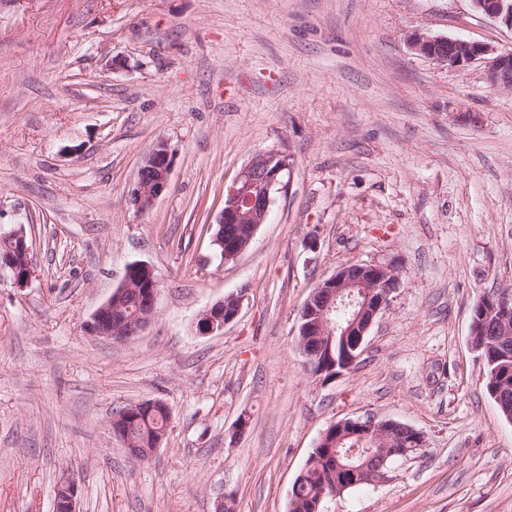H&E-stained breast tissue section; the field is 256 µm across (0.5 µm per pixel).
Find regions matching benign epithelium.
Wrapping results in <instances>:
<instances>
[{"label": "benign epithelium", "mask_w": 512, "mask_h": 512, "mask_svg": "<svg viewBox=\"0 0 512 512\" xmlns=\"http://www.w3.org/2000/svg\"><path fill=\"white\" fill-rule=\"evenodd\" d=\"M482 14L512 29V0H471ZM411 48L426 57L449 66L464 65L472 60H487L491 79L512 89V51L496 48L462 38L427 37L416 35L410 39ZM172 154L161 143L145 155L137 173L132 191L133 205L140 212L150 211L156 200L166 191L171 174ZM289 157L268 151L255 155L239 172L224 199L217 224L221 232L214 242L224 250V261L237 259L248 247L260 224L267 219L274 194L285 188L283 177L290 170ZM31 247L27 243L24 225L0 237V270L11 272L13 282L25 286L32 277L33 267L28 259ZM25 259L27 273L19 275L15 255ZM393 273L387 266L357 263L345 266L316 286L302 312L300 346L310 354L306 344L311 339L322 341L327 353L333 345L345 350L363 347L367 333L375 318L389 304L399 287L391 279ZM160 294L156 270L149 264L134 263L126 270L121 285L113 296L101 304L84 329L91 335L112 338L120 333L135 335L154 318ZM503 318L499 333L503 338L512 337V295L500 296ZM344 309L348 315L344 322L332 320L335 311ZM240 312V299L229 295L224 300L206 307L197 319V330L203 335L224 331ZM339 433L357 439L347 457L364 455L361 447L371 445L391 449L390 455H405L399 448V436L405 433L422 440L421 434L410 426L376 418L345 419L334 423ZM79 486L72 478L62 479L54 500V512H76Z\"/></svg>", "instance_id": "1"}]
</instances>
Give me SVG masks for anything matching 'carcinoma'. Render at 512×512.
I'll return each mask as SVG.
<instances>
[{
  "instance_id": "obj_1",
  "label": "carcinoma",
  "mask_w": 512,
  "mask_h": 512,
  "mask_svg": "<svg viewBox=\"0 0 512 512\" xmlns=\"http://www.w3.org/2000/svg\"><path fill=\"white\" fill-rule=\"evenodd\" d=\"M500 307L495 295L484 297L475 305L472 313L470 333L483 346L480 355L485 367V390L492 396L501 393V414L512 413V357H496L497 313ZM170 421V411L162 406L150 411L140 404L128 405L112 416V427L119 432L122 441L139 450L155 445L154 439L165 434ZM351 441L336 446V430L329 431L325 444L313 449L306 468L296 477L287 512H311L317 503L341 496L342 488L336 486V455H345Z\"/></svg>"
}]
</instances>
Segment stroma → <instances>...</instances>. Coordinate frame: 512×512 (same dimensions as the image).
<instances>
[{
  "instance_id": "1",
  "label": "stroma",
  "mask_w": 512,
  "mask_h": 512,
  "mask_svg": "<svg viewBox=\"0 0 512 512\" xmlns=\"http://www.w3.org/2000/svg\"><path fill=\"white\" fill-rule=\"evenodd\" d=\"M417 33L512 51L471 0H0V235L25 226L34 268L0 272V512H53L64 476L77 512H286L324 430L367 416L425 446L323 512H512V423L470 340L474 305L512 289V91ZM161 142L169 186L143 213ZM266 151L289 182L224 262V195ZM134 262L160 274L154 320L86 333ZM353 263L401 285L325 378L300 314ZM227 295L238 317L198 334ZM146 400L171 420L139 461L110 422ZM171 164L172 154L165 143H160L145 155L131 195L132 203L138 211H150L156 200L166 191Z\"/></svg>"
}]
</instances>
